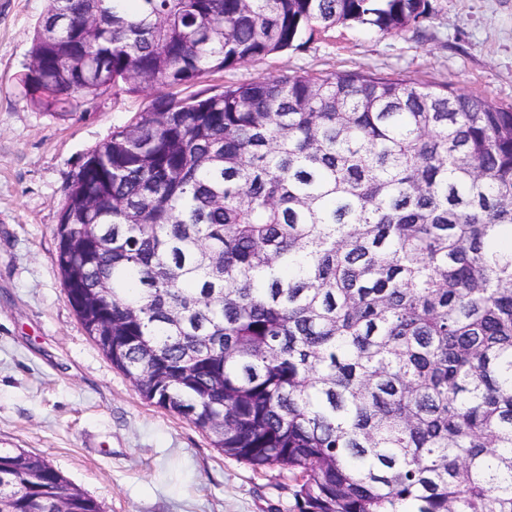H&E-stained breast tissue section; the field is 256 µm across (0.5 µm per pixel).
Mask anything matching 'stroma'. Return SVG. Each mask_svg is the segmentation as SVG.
I'll return each instance as SVG.
<instances>
[{
    "mask_svg": "<svg viewBox=\"0 0 512 512\" xmlns=\"http://www.w3.org/2000/svg\"><path fill=\"white\" fill-rule=\"evenodd\" d=\"M434 3L423 37L341 28L180 94L295 71H372L512 106V0ZM45 7L0 0V448L45 458L104 512H292L287 472L253 471L144 399L67 299L56 228L70 176L152 97L108 94L64 119L35 109L20 76Z\"/></svg>",
    "mask_w": 512,
    "mask_h": 512,
    "instance_id": "stroma-1",
    "label": "stroma"
}]
</instances>
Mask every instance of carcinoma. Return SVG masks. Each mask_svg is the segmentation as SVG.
Listing matches in <instances>:
<instances>
[{"label": "carcinoma", "mask_w": 512, "mask_h": 512, "mask_svg": "<svg viewBox=\"0 0 512 512\" xmlns=\"http://www.w3.org/2000/svg\"><path fill=\"white\" fill-rule=\"evenodd\" d=\"M435 15L47 0L20 81L65 117L339 27L419 35ZM56 235L68 301L112 365L225 456L292 474L296 512H512V107L361 71L171 93L89 153ZM103 280L112 299L93 304ZM0 512L103 510L0 448Z\"/></svg>", "instance_id": "carcinoma-1"}]
</instances>
